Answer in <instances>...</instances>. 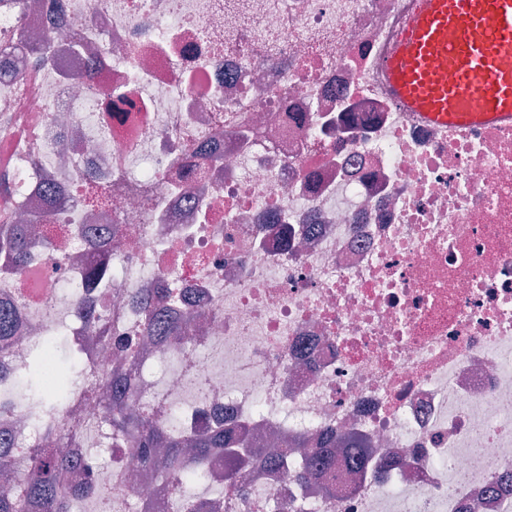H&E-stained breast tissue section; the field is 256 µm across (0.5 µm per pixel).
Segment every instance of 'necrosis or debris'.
Listing matches in <instances>:
<instances>
[{"label":"necrosis or debris","mask_w":512,"mask_h":512,"mask_svg":"<svg viewBox=\"0 0 512 512\" xmlns=\"http://www.w3.org/2000/svg\"><path fill=\"white\" fill-rule=\"evenodd\" d=\"M0 0V257L17 330L0 435L84 429L83 512H141L157 476L99 402L34 400L58 341L80 386L135 336L164 428L232 416L253 447L366 435L397 458L322 497L295 464L250 470L228 512H512V124L444 127L392 101L385 62L421 0ZM173 292L186 343L143 332ZM29 230L25 224L13 225L0 239V251L7 254L8 259L22 258L29 246Z\"/></svg>","instance_id":"1"}]
</instances>
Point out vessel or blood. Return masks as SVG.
Masks as SVG:
<instances>
[{
  "instance_id": "1",
  "label": "vessel or blood",
  "mask_w": 512,
  "mask_h": 512,
  "mask_svg": "<svg viewBox=\"0 0 512 512\" xmlns=\"http://www.w3.org/2000/svg\"><path fill=\"white\" fill-rule=\"evenodd\" d=\"M387 72L393 100L429 122L512 121V0H422Z\"/></svg>"
}]
</instances>
